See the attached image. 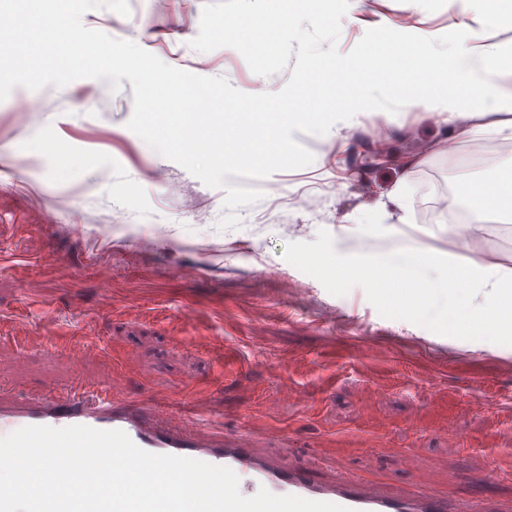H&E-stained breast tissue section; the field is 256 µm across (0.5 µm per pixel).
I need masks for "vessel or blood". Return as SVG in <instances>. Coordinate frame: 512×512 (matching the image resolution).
<instances>
[{"label": "vessel or blood", "mask_w": 512, "mask_h": 512, "mask_svg": "<svg viewBox=\"0 0 512 512\" xmlns=\"http://www.w3.org/2000/svg\"><path fill=\"white\" fill-rule=\"evenodd\" d=\"M123 386L120 379L108 388L81 379L64 393H49L37 402L0 404V437L27 426L83 425L97 430H120L146 452L230 468L239 479L240 493L246 497L264 488L276 495H296L341 505L351 512H457L445 497L395 496L352 473L342 474L329 483L316 481L305 469L269 462L257 453L253 438L247 433L227 438L208 434L195 424L170 427L171 412L158 405L115 400V393Z\"/></svg>", "instance_id": "1"}]
</instances>
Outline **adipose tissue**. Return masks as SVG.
Instances as JSON below:
<instances>
[{"label":"adipose tissue","instance_id":"obj_1","mask_svg":"<svg viewBox=\"0 0 512 512\" xmlns=\"http://www.w3.org/2000/svg\"><path fill=\"white\" fill-rule=\"evenodd\" d=\"M448 11L462 31L456 40H449L447 28L434 27L425 20L410 28L409 38L422 47L451 42L452 59L467 61L489 77L491 87L487 98L493 107L484 112H462L452 97L427 93L405 97L401 113L406 116L420 112L448 129L463 127L469 136L478 139L511 140L512 66L502 64L498 50L486 37L496 20L491 13L473 7L472 0H448ZM410 204L411 178L405 172L387 193L381 214L368 227L370 238L386 243V251L349 253L340 257V264L349 268H371L386 263L435 269L444 272L450 290L462 286L469 294L486 299L512 288L511 267L435 250L423 240L410 237L407 232Z\"/></svg>","mask_w":512,"mask_h":512}]
</instances>
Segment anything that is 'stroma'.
I'll return each mask as SVG.
<instances>
[{"mask_svg":"<svg viewBox=\"0 0 512 512\" xmlns=\"http://www.w3.org/2000/svg\"><path fill=\"white\" fill-rule=\"evenodd\" d=\"M271 3L129 0V16L94 9L83 19L173 67L235 87L270 76L279 89L297 61L287 50L295 21L271 18ZM306 5L311 49L356 44V30L331 25L332 0ZM366 10L394 24L409 14L402 0H366ZM409 15L450 22L445 0ZM19 96L0 102V400L121 376V398L249 432L259 452L320 481L348 471L398 494L512 506V327L455 323L466 296L420 271L336 262L363 241L355 217L376 212L417 157L410 231L434 224L432 184L448 174L431 151L445 136L434 118L392 127L382 145L391 160L379 165L365 163L380 146L369 127L350 131L341 174L328 164L335 142L297 133L315 160L262 179L271 219L250 210L222 230L223 190L129 129L131 83L114 92L109 80L78 79L23 112ZM157 169L165 178L149 186ZM360 178L364 196L352 189ZM35 209L46 222L28 221ZM343 215L352 222L341 228ZM296 224L302 236L291 235ZM431 245L512 266V233L500 228ZM79 343L98 356H76ZM489 467L497 477L486 484Z\"/></svg>","mask_w":512,"mask_h":512,"instance_id":"stroma-1","label":"stroma"}]
</instances>
